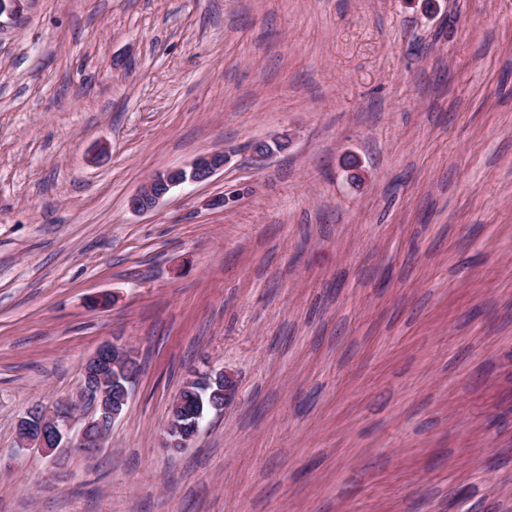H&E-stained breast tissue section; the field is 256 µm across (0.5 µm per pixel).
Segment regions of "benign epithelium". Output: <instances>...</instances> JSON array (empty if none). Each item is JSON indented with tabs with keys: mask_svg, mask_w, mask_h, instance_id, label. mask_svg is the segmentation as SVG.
Listing matches in <instances>:
<instances>
[{
	"mask_svg": "<svg viewBox=\"0 0 512 512\" xmlns=\"http://www.w3.org/2000/svg\"><path fill=\"white\" fill-rule=\"evenodd\" d=\"M288 146L285 138L270 142L260 141L251 146L252 161L262 167L277 151ZM227 161L222 152L199 155L186 167H175L155 174L148 179L129 199V208L137 213L153 210L175 187L186 182H203L224 168ZM135 350L118 340L107 342L87 359L83 380L78 390L58 399L52 409H34L25 413L18 421V448L36 449L52 463L64 459L73 449L86 455L96 453L104 447L112 431V424L123 413L129 398L134 375ZM195 378H212L217 384V400L212 404L214 412L221 413L233 399L235 380L224 371L209 370L205 373L192 371ZM93 408L80 432L70 435L73 419L86 407ZM186 414L181 398H176L170 408L167 432L174 437L173 444L184 449L189 447L199 434L202 424L194 422L187 426Z\"/></svg>",
	"mask_w": 512,
	"mask_h": 512,
	"instance_id": "obj_1",
	"label": "benign epithelium"
}]
</instances>
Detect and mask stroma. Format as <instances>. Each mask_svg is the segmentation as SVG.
Here are the masks:
<instances>
[{
	"label": "stroma",
	"mask_w": 512,
	"mask_h": 512,
	"mask_svg": "<svg viewBox=\"0 0 512 512\" xmlns=\"http://www.w3.org/2000/svg\"><path fill=\"white\" fill-rule=\"evenodd\" d=\"M112 339L139 372L105 448L19 450ZM210 367L233 401L170 452ZM0 512H512V0L0 18ZM288 146L286 138H276L270 142L260 141L251 146L252 161L262 167L267 160L277 151H282ZM227 161L223 152L199 155L186 167H175L155 174L129 199V208L137 213L153 210L175 187L186 182H203L224 168ZM208 393L209 391L204 392L202 386L198 384L197 380L190 379L184 382L180 390L179 395L181 397H185L186 409L190 414H192L195 420H198V412H201L205 419V414L212 411L207 404ZM197 394H201L204 399V406L202 407L199 404V397ZM179 395L172 402L169 408L167 432L171 436L175 437L173 444L179 445V447H175L173 445L171 448H181L180 450H182L184 448H188L192 444L196 436L199 434L204 421L202 424H200L199 421H195L193 426L187 427L184 422L186 414L183 409L182 399ZM201 413L199 414V418H203Z\"/></svg>",
	"instance_id": "1"
}]
</instances>
